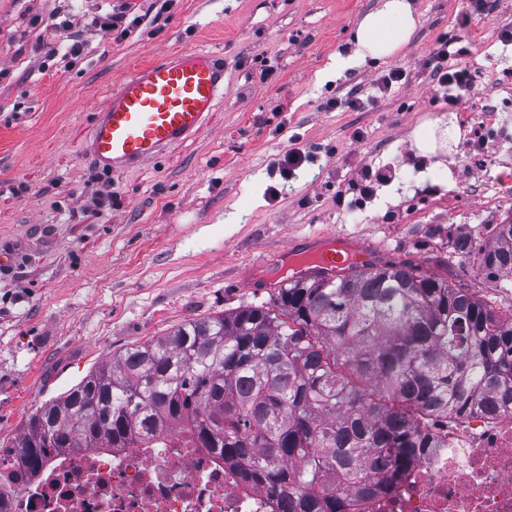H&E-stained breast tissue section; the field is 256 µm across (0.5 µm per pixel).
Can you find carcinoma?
Segmentation results:
<instances>
[{
    "label": "carcinoma",
    "mask_w": 512,
    "mask_h": 512,
    "mask_svg": "<svg viewBox=\"0 0 512 512\" xmlns=\"http://www.w3.org/2000/svg\"><path fill=\"white\" fill-rule=\"evenodd\" d=\"M455 248L489 277L512 273V220ZM498 409H512V314L387 260L291 273L268 302L127 348L31 412L0 466L33 480L54 456L184 427L288 512H343L336 482L387 489L439 447L438 425Z\"/></svg>",
    "instance_id": "carcinoma-1"
}]
</instances>
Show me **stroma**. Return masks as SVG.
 <instances>
[{"label":"stroma","instance_id":"obj_1","mask_svg":"<svg viewBox=\"0 0 512 512\" xmlns=\"http://www.w3.org/2000/svg\"><path fill=\"white\" fill-rule=\"evenodd\" d=\"M125 0H0V447L27 414L127 347L183 322L269 301L252 288L296 238L360 237L395 260L448 277L477 298L495 279L456 253L512 219V0H414L412 40L387 59L340 69L376 0H134L125 36L100 28ZM70 25L81 50L55 38ZM461 39L478 71L468 109L436 102L425 59L442 36ZM194 46L222 51L224 93L207 123L140 167L104 175L86 148L93 113L133 68ZM404 85L369 110L327 100L377 73ZM493 118L487 166L454 142L423 155L424 124ZM307 156L293 176L277 162ZM391 167L358 215L340 202L365 168Z\"/></svg>","mask_w":512,"mask_h":512}]
</instances>
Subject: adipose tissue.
Wrapping results in <instances>:
<instances>
[{"mask_svg":"<svg viewBox=\"0 0 512 512\" xmlns=\"http://www.w3.org/2000/svg\"><path fill=\"white\" fill-rule=\"evenodd\" d=\"M417 25L413 0H377L357 24V59L395 56L410 42Z\"/></svg>","mask_w":512,"mask_h":512,"instance_id":"obj_1","label":"adipose tissue"}]
</instances>
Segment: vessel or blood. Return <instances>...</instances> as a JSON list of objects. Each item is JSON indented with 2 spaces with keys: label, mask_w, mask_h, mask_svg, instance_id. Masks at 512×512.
<instances>
[{
  "label": "vessel or blood",
  "mask_w": 512,
  "mask_h": 512,
  "mask_svg": "<svg viewBox=\"0 0 512 512\" xmlns=\"http://www.w3.org/2000/svg\"><path fill=\"white\" fill-rule=\"evenodd\" d=\"M224 91L221 55L194 47L144 64L107 91L91 122L87 148L99 169H133L195 134ZM291 252L312 253L298 274L335 277L349 264L375 260V246L341 236H309Z\"/></svg>",
  "instance_id": "b4317fda"
}]
</instances>
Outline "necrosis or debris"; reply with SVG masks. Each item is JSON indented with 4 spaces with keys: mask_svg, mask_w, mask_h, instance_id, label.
Masks as SVG:
<instances>
[{
    "mask_svg": "<svg viewBox=\"0 0 512 512\" xmlns=\"http://www.w3.org/2000/svg\"><path fill=\"white\" fill-rule=\"evenodd\" d=\"M431 449L394 488L345 512H512V412L439 425ZM238 464L194 447L181 429L147 448L83 449L50 460L36 481L11 483L15 512H284Z\"/></svg>",
    "mask_w": 512,
    "mask_h": 512,
    "instance_id": "necrosis-or-debris-1",
    "label": "necrosis or debris"
}]
</instances>
